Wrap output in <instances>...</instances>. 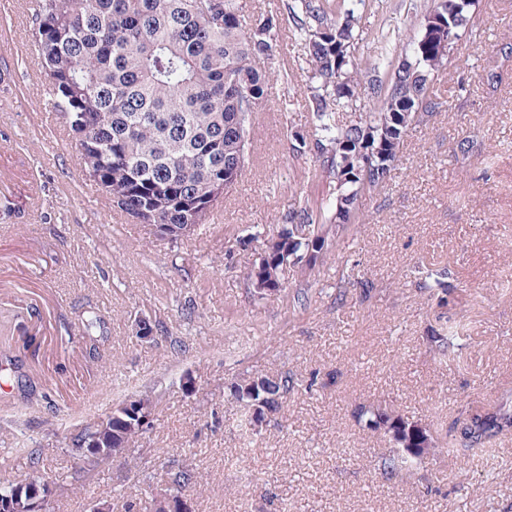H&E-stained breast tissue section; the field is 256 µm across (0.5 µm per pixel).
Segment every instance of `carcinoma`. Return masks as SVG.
<instances>
[{"label": "carcinoma", "mask_w": 512, "mask_h": 512, "mask_svg": "<svg viewBox=\"0 0 512 512\" xmlns=\"http://www.w3.org/2000/svg\"><path fill=\"white\" fill-rule=\"evenodd\" d=\"M479 0H433L430 12L446 24L429 43H413L396 68L368 86L373 108L336 124L342 100L355 97L358 72L350 49L358 21L355 9L336 13L333 0H283L290 32L307 49L313 127L295 133L292 152L314 160L313 173L333 186L334 201L317 215L288 213L277 235L287 254L255 263L247 279L258 296L280 291V276L297 268L314 274L327 259L331 236L340 239L359 223V199L384 186L398 161L407 132L423 112L442 103L431 75L448 62L439 42L466 27ZM280 17L242 19L238 0H40L34 44L52 84L53 106L65 119L85 169L113 205L142 224L207 223L242 177L252 116L268 98L267 65L276 57ZM435 291L439 312L424 340L441 366L470 347L465 317L456 311L457 287L445 268H415ZM294 380L265 374L230 385L240 404L235 429L256 434L253 406L281 411ZM118 412L70 438L80 470H97L117 458L139 474L129 449L140 434L126 429ZM363 427L380 432L397 452L381 461L384 476L422 462L425 454L462 461L488 451L512 434V408L468 405L443 434L387 405L360 406ZM97 442L106 452H90ZM167 469L163 454L156 453ZM165 495L178 498L201 485L189 467L167 469Z\"/></svg>", "instance_id": "1"}]
</instances>
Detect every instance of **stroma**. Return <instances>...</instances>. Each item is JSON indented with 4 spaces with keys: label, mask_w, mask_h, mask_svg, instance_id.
Returning <instances> with one entry per match:
<instances>
[{
    "label": "stroma",
    "mask_w": 512,
    "mask_h": 512,
    "mask_svg": "<svg viewBox=\"0 0 512 512\" xmlns=\"http://www.w3.org/2000/svg\"><path fill=\"white\" fill-rule=\"evenodd\" d=\"M335 3L358 9L352 54L365 88L420 36L431 0ZM34 28L26 0H0V336H41L46 353L30 370L34 397L0 381V481L29 479L37 452L56 486L53 512H125L145 490L165 489L160 467L146 464L140 483L116 462L76 491L64 442L149 394L153 423L139 445L202 475L193 512H282L287 502L294 512H512V436L494 455L462 465L438 455L388 479L378 465L391 446L354 416L386 402L441 433L467 403L495 406L512 393V292L501 286L512 274V0H480L434 76L441 111L407 133L386 186L360 200L359 232L331 247L316 282L288 269L264 299L246 280L265 248L254 227L276 234L289 211L320 213L333 198L290 149L312 127L303 41L280 35L220 223L171 242L105 193L85 197L70 137L52 139L44 121L51 83L26 55ZM418 265L448 269L459 290L474 338L460 364L439 368L423 342L435 302ZM94 315L99 327L86 330ZM143 317L155 326L148 340L136 334ZM271 372L320 384L290 392L242 443L229 385Z\"/></svg>",
    "instance_id": "obj_1"
}]
</instances>
